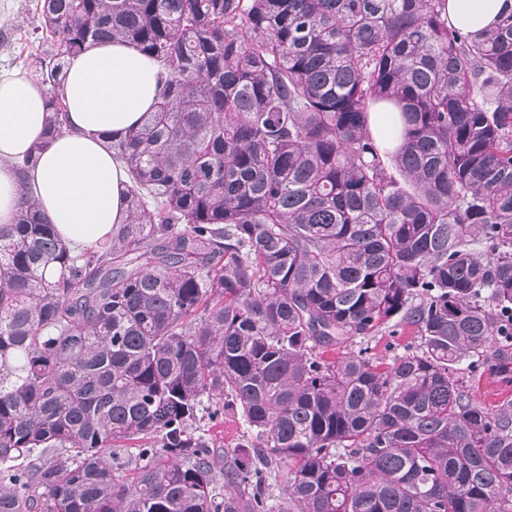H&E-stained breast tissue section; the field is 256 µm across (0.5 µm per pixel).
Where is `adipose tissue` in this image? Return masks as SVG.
<instances>
[{
	"label": "adipose tissue",
	"mask_w": 512,
	"mask_h": 512,
	"mask_svg": "<svg viewBox=\"0 0 512 512\" xmlns=\"http://www.w3.org/2000/svg\"><path fill=\"white\" fill-rule=\"evenodd\" d=\"M507 0H448L453 26L478 32ZM164 92L161 67L133 44H96L69 57L58 93L68 106L61 132L49 134L48 97L20 69L0 68V225L17 220L30 192L68 246L94 249L127 219L128 174L112 146L154 111ZM368 130L382 149L401 135L399 110L381 104Z\"/></svg>",
	"instance_id": "obj_1"
}]
</instances>
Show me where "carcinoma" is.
Segmentation results:
<instances>
[{"mask_svg": "<svg viewBox=\"0 0 512 512\" xmlns=\"http://www.w3.org/2000/svg\"><path fill=\"white\" fill-rule=\"evenodd\" d=\"M447 4L37 0L53 131L90 43L166 93L114 145L110 243L69 249L26 195L0 225V512H512V402L458 378L512 375V8L463 33ZM393 320L417 344L386 368L322 358ZM204 397L252 434L222 496ZM368 130L381 150H393L400 142L401 121L398 108L390 103L375 106L369 113ZM466 364L461 366L465 385L481 406L493 411L512 401V382L502 381L487 369L466 368Z\"/></svg>", "mask_w": 512, "mask_h": 512, "instance_id": "1", "label": "carcinoma"}]
</instances>
